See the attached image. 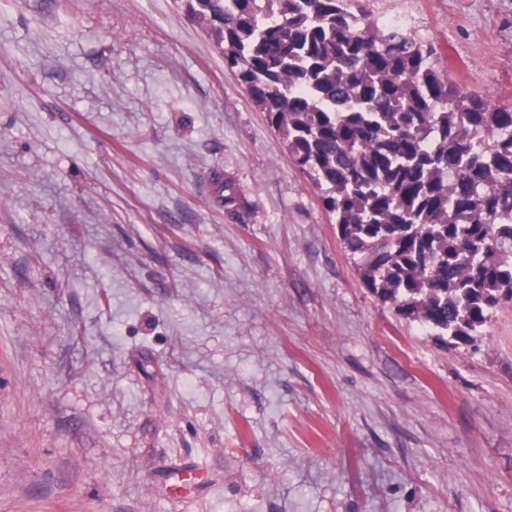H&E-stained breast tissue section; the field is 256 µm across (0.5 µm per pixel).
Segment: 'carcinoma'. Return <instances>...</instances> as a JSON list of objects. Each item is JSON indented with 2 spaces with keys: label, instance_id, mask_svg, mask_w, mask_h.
<instances>
[{
  "label": "carcinoma",
  "instance_id": "cac0c4a2",
  "mask_svg": "<svg viewBox=\"0 0 512 512\" xmlns=\"http://www.w3.org/2000/svg\"><path fill=\"white\" fill-rule=\"evenodd\" d=\"M335 217L366 286L473 343L512 301V107L355 0H189Z\"/></svg>",
  "mask_w": 512,
  "mask_h": 512
}]
</instances>
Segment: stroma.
Masks as SVG:
<instances>
[{
  "mask_svg": "<svg viewBox=\"0 0 512 512\" xmlns=\"http://www.w3.org/2000/svg\"><path fill=\"white\" fill-rule=\"evenodd\" d=\"M362 4L512 106V0ZM0 512H512V302L373 294L184 0H0Z\"/></svg>",
  "mask_w": 512,
  "mask_h": 512,
  "instance_id": "stroma-1",
  "label": "stroma"
}]
</instances>
